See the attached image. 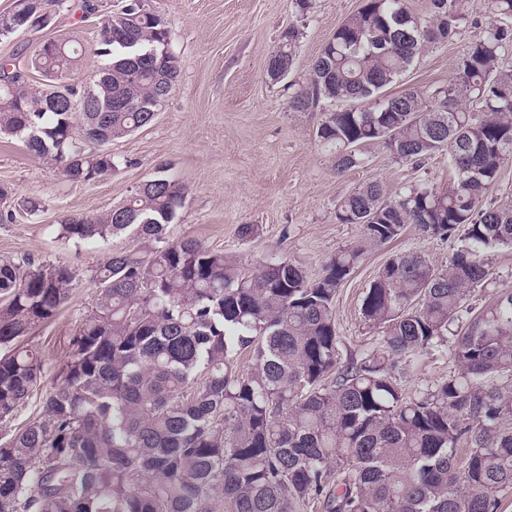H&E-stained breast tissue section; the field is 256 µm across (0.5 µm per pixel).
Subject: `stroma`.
<instances>
[{
  "mask_svg": "<svg viewBox=\"0 0 512 512\" xmlns=\"http://www.w3.org/2000/svg\"><path fill=\"white\" fill-rule=\"evenodd\" d=\"M310 3L301 12L293 0H150L168 25L169 48L180 60L181 73L155 122L112 142V153L121 162L116 173L74 183L59 167L30 155L20 140L0 135V184L15 191V219L0 223V256L50 261L75 274L71 295L58 315L26 338L39 355L43 378L17 413L14 427L39 414L70 337L95 304L92 269L105 253L133 244L126 235L104 244L65 239L60 234L63 216L111 209L164 163L170 177L188 190L183 208L168 226L169 240L195 239L250 268L273 258L287 259L314 277L331 255L360 237L359 225L336 219L342 194L372 181L390 195L424 182L448 185L447 156L416 165L395 159L378 144L365 148L363 166L335 169L316 137L321 113L294 111L289 101L294 88L306 83L327 39L357 13L362 0ZM81 4L66 0L50 28L0 38V60L28 58L43 41L61 38L79 49L71 79H89L101 64L96 54L99 24L84 17ZM465 14L455 38L423 48L390 92L447 85L457 59L481 36L487 20L479 0H472ZM291 25L299 31L296 65L287 81L276 84L266 74L267 60L281 31ZM31 199L41 204L34 215L24 207ZM242 224L256 225V235L240 238ZM456 247V239L424 236L411 225L399 241L370 251L336 296L342 355L360 353L374 343L376 333L364 320L361 304L380 267L408 250L441 266ZM484 259L489 275L469 298L476 308L495 293L512 291V249L489 250Z\"/></svg>",
  "mask_w": 512,
  "mask_h": 512,
  "instance_id": "1",
  "label": "stroma"
}]
</instances>
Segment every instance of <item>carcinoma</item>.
I'll use <instances>...</instances> for the list:
<instances>
[{
  "label": "carcinoma",
  "mask_w": 512,
  "mask_h": 512,
  "mask_svg": "<svg viewBox=\"0 0 512 512\" xmlns=\"http://www.w3.org/2000/svg\"><path fill=\"white\" fill-rule=\"evenodd\" d=\"M64 0H13L38 27ZM494 21L434 90L397 95L416 54L449 42L465 20L463 0H429L416 22L405 0H363L333 33L306 83L298 112L320 111L317 138L343 172L382 144L401 161L443 152L452 179L394 197L377 182L344 193L336 220L361 237L312 279L286 259L253 270L195 239L171 241L167 226L186 188L158 170L126 203L66 216L68 240L136 245L92 270L95 306L71 336L41 413L12 423L40 382L23 344L70 296L74 272L60 264L0 258V512H498L512 489V291L480 310L468 289L489 271L484 253L512 248V206L483 200L512 155V0H483ZM103 63L88 82L45 93L26 86L33 67L52 81L75 50L0 63V134L60 166L74 183L118 170L107 145L151 125L178 58L156 12L136 0L102 11ZM298 30L280 34L267 75L295 66ZM441 239L461 232L448 265L396 254L361 305L374 345L341 359L336 295L366 254L402 238L408 225ZM453 342H448V337ZM450 353L457 371L408 387L419 357ZM252 354L241 372L237 357Z\"/></svg>",
  "instance_id": "obj_1"
}]
</instances>
